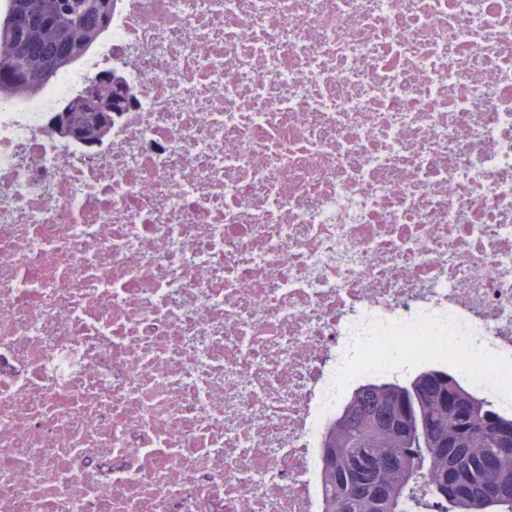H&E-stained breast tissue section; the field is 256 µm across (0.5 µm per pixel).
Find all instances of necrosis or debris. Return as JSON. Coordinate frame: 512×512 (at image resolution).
<instances>
[{
  "mask_svg": "<svg viewBox=\"0 0 512 512\" xmlns=\"http://www.w3.org/2000/svg\"><path fill=\"white\" fill-rule=\"evenodd\" d=\"M447 337L512 371V0H115L0 97V512H322L348 389ZM112 83L93 84L104 76H95L92 84L87 82L85 88L69 101L70 112L63 105L60 112L66 113V120L53 124L52 131L56 137L73 138V133L85 143L102 142L110 129L112 115L125 112L131 98L130 89L124 77L113 70ZM108 108V112L104 111Z\"/></svg>",
  "mask_w": 512,
  "mask_h": 512,
  "instance_id": "obj_1",
  "label": "necrosis or debris"
}]
</instances>
